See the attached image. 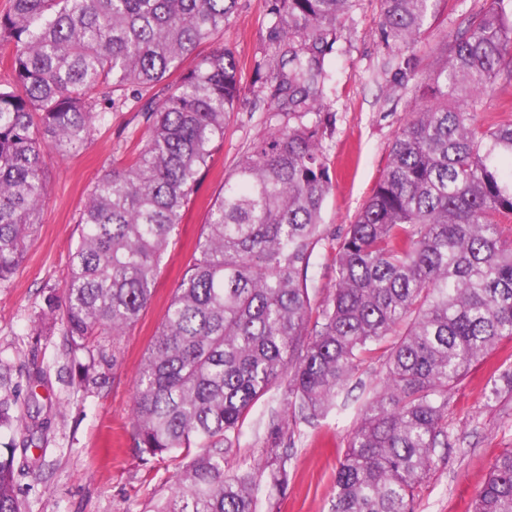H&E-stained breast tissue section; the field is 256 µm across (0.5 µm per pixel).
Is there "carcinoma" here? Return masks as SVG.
Masks as SVG:
<instances>
[{
    "label": "carcinoma",
    "mask_w": 512,
    "mask_h": 512,
    "mask_svg": "<svg viewBox=\"0 0 512 512\" xmlns=\"http://www.w3.org/2000/svg\"><path fill=\"white\" fill-rule=\"evenodd\" d=\"M282 48L274 93L284 123L254 142L224 178L135 385L132 428L148 457L183 461L150 512H257L255 465L224 462L252 406L287 380L284 416L312 424L390 343L380 389L367 402L336 469L330 512H414L448 446V390L512 339V124L475 119L512 58V0L464 18L442 65L424 79L415 57L441 0H380V31L396 71L421 97L389 162L338 244L335 283L315 302L308 268L324 240L332 186L322 138L335 82L333 54L354 0H272ZM239 0H12L0 14L9 48L0 79V288L10 286L40 227L46 170L83 149L116 93L142 101L136 155L88 189L62 309L34 322L60 328L62 353L89 342L117 348L155 293L159 265L201 176L224 142L241 91L228 50L202 56ZM191 69L182 70L187 60ZM0 372V512H24L16 476L46 431ZM471 512H512V448L491 463Z\"/></svg>",
    "instance_id": "cac0c4a2"
}]
</instances>
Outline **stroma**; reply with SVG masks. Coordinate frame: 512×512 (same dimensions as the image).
<instances>
[{"label": "stroma", "mask_w": 512, "mask_h": 512, "mask_svg": "<svg viewBox=\"0 0 512 512\" xmlns=\"http://www.w3.org/2000/svg\"><path fill=\"white\" fill-rule=\"evenodd\" d=\"M271 5L272 0H239L223 35L201 48L205 54L227 48L239 60L237 110L162 257L151 303L120 343L100 337L105 361L96 366L94 383L82 387L72 386L63 370L61 336H38L31 327L39 314L61 303L69 254L79 236L76 219L88 188L112 167L126 164L135 150L144 131L138 103L113 107L83 150L48 166L39 233L10 287L0 288V361L11 368L19 402L38 396L40 417L48 422L41 463L18 481L31 512H147L169 493L177 472L174 461L143 460L135 444L134 381L225 177L252 143L279 123L273 81L279 46ZM486 5L487 0H443L417 46L422 74L442 64L461 17ZM379 22V0H358L336 43V84L327 100L335 120L322 141L333 187L322 210L325 238L308 268L322 296L334 281L338 242L381 178L405 114L416 106L412 92L385 67L392 50L381 37ZM385 357L381 349L372 355L326 417L289 425L283 435H274L273 428L284 409L285 380L253 406L239 451L228 458L226 469L257 463L268 473L282 465L288 471L285 487L260 498L258 512H328L336 468L360 408L380 386ZM511 366L512 341L504 340L449 390V445L435 451L436 467L420 490L416 512H468L492 460L512 448V393L490 396L494 375ZM40 369L48 371L50 385L30 391L26 376Z\"/></svg>", "instance_id": "35a3bbf8"}]
</instances>
